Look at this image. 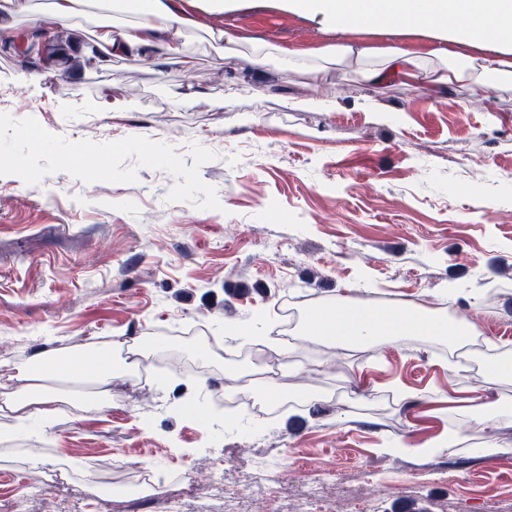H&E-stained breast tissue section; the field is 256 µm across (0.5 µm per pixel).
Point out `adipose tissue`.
Masks as SVG:
<instances>
[{"label":"adipose tissue","mask_w":512,"mask_h":512,"mask_svg":"<svg viewBox=\"0 0 512 512\" xmlns=\"http://www.w3.org/2000/svg\"><path fill=\"white\" fill-rule=\"evenodd\" d=\"M138 21L127 29L107 28L95 41L96 57L108 64L112 57L148 60L155 53L190 63L184 32L192 21L165 0H123ZM87 0H52L48 13H41L32 0H0V11L27 15L32 21L47 17L63 24L78 15ZM291 12L321 17L336 32L353 27H374L385 33L412 26L438 29L441 46L421 53L402 44L383 48H358L340 41L312 49L278 48L275 57L300 70L318 72L319 61L340 62L354 70L371 86L392 82L413 88L430 104L447 99L456 86L469 87L468 103L484 102L499 90H512V0H284ZM490 41L497 50L475 55L474 45ZM269 53L254 49L249 57L256 66L267 64ZM303 333L328 343L358 345L371 340L396 342L410 336H431L455 346L473 335L470 325H449L427 308L410 304L382 311L360 310L336 304L310 309ZM67 375L74 380L92 379L99 390L94 409L109 408L107 387L128 373L126 361L117 359L111 344L97 349L67 353ZM53 369L52 360L37 354L21 370L20 387L8 394L0 407L12 413L18 423L32 416L51 421L56 400L41 384Z\"/></svg>","instance_id":"obj_1"}]
</instances>
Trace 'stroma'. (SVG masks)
Wrapping results in <instances>:
<instances>
[{
  "mask_svg": "<svg viewBox=\"0 0 512 512\" xmlns=\"http://www.w3.org/2000/svg\"><path fill=\"white\" fill-rule=\"evenodd\" d=\"M179 3L196 21L189 70L157 56L75 71L0 43V382L35 353L107 341L150 358L170 341L200 369L113 380L102 412L82 405L88 384L46 380L61 400L48 426L17 428L0 411V429L14 428L0 440L8 501L18 512H167L172 501L180 512H311L314 497L322 512H512V458L473 453L488 439L511 446L512 414L485 426L460 411L477 394L512 406V376L492 379L426 336L331 348L284 328L287 310L337 300L420 303L473 324L491 357L512 355V93L466 111L461 88L433 107L331 63L315 79L278 60L258 69L253 45L341 37L281 0L225 13ZM134 20L90 9L69 25L72 53L88 56L100 26ZM218 30L238 54L213 43ZM344 38L438 44L425 27ZM33 71L43 79L24 82ZM308 96L336 106L289 104ZM231 325L252 327L278 367L240 357ZM254 375L275 398L250 391L248 412L201 405ZM452 428L466 440L447 448ZM397 440L411 452L388 453ZM30 455L63 482L29 495ZM146 462L161 471L152 495L113 488ZM264 462L283 468L281 484L259 487Z\"/></svg>",
  "mask_w": 512,
  "mask_h": 512,
  "instance_id": "1",
  "label": "stroma"
}]
</instances>
